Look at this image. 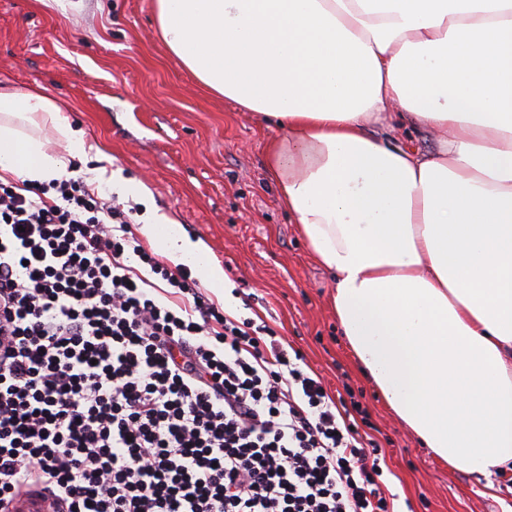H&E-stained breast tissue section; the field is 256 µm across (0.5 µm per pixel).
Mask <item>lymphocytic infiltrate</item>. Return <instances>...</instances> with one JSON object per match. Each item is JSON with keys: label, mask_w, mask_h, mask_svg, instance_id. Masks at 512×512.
Returning a JSON list of instances; mask_svg holds the SVG:
<instances>
[{"label": "lymphocytic infiltrate", "mask_w": 512, "mask_h": 512, "mask_svg": "<svg viewBox=\"0 0 512 512\" xmlns=\"http://www.w3.org/2000/svg\"><path fill=\"white\" fill-rule=\"evenodd\" d=\"M120 207L0 181V502L68 512H389L383 468L266 323L221 311ZM46 493L36 488H24L14 498L10 508L11 512H55L49 508Z\"/></svg>", "instance_id": "1"}]
</instances>
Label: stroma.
<instances>
[{
  "instance_id": "35a3bbf8",
  "label": "stroma",
  "mask_w": 512,
  "mask_h": 512,
  "mask_svg": "<svg viewBox=\"0 0 512 512\" xmlns=\"http://www.w3.org/2000/svg\"><path fill=\"white\" fill-rule=\"evenodd\" d=\"M0 86L40 88L80 123L113 168L142 182V224L203 240L224 271L216 303L268 321L356 403L396 512H512V479L449 470L422 448L355 369L336 323L332 275L319 267L265 170L278 127L210 93L169 56L152 0H0Z\"/></svg>"
}]
</instances>
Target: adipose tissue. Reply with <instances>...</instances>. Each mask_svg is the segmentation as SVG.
<instances>
[{
  "label": "adipose tissue",
  "instance_id": "ef3b65f1",
  "mask_svg": "<svg viewBox=\"0 0 512 512\" xmlns=\"http://www.w3.org/2000/svg\"><path fill=\"white\" fill-rule=\"evenodd\" d=\"M170 55L285 130L267 172L363 376L450 469L512 476V0H153ZM435 149L401 147L394 119ZM85 131L0 87V177L66 164ZM179 259L209 247L143 227Z\"/></svg>",
  "mask_w": 512,
  "mask_h": 512
}]
</instances>
